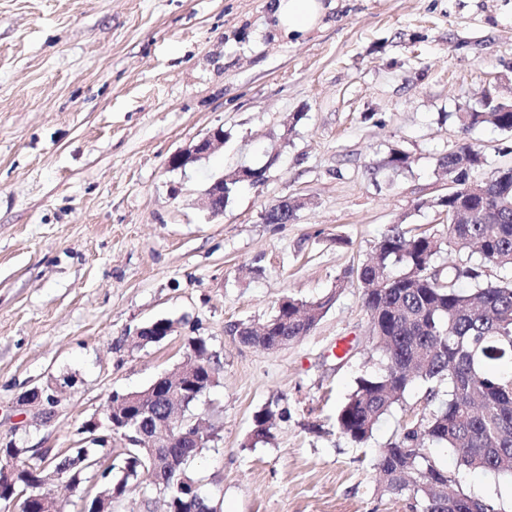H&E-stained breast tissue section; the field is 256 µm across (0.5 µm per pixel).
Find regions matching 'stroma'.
I'll use <instances>...</instances> for the list:
<instances>
[{
	"instance_id": "obj_1",
	"label": "stroma",
	"mask_w": 512,
	"mask_h": 512,
	"mask_svg": "<svg viewBox=\"0 0 512 512\" xmlns=\"http://www.w3.org/2000/svg\"><path fill=\"white\" fill-rule=\"evenodd\" d=\"M272 0H0V448L70 453L115 392L138 391L204 338L217 382L190 408L215 433L190 467L219 512H412L373 463L429 413L414 382L358 444L337 428L359 378L381 374L349 269L393 224L448 236L434 208L459 145L457 113L482 90L512 100V0H336L319 28L284 38ZM296 126H289L290 117ZM223 127L185 167L170 156ZM481 176L512 165V134H469ZM407 168L383 165L390 150ZM224 213L202 200L238 166ZM304 199L294 221L270 204ZM333 296L314 329L278 350L231 327L280 300ZM175 330L139 346V330ZM61 388L55 416L23 405ZM273 408L272 437L250 439ZM465 490L512 512V482L457 468ZM296 207L290 202V199L279 200L265 208L263 220L266 224H287L293 220Z\"/></svg>"
}]
</instances>
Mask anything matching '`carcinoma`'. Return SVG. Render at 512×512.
Returning a JSON list of instances; mask_svg holds the SVG:
<instances>
[{
	"mask_svg": "<svg viewBox=\"0 0 512 512\" xmlns=\"http://www.w3.org/2000/svg\"><path fill=\"white\" fill-rule=\"evenodd\" d=\"M461 143L439 159L456 192L437 198L435 206L448 215L444 242L422 231L414 233L392 224L381 235L374 255L355 271L364 285L363 300L371 322L372 348L384 360V372L356 383L337 415L341 434L365 442L375 426L403 401L417 380L428 384L426 400L437 396L435 386L448 384L447 398L432 413L401 428L382 449L375 463L380 487L395 495H410L420 512H471L479 505L495 512L493 503L468 493L460 482L440 469L426 453L429 444L454 450L457 463L512 480V168H500L481 181L471 194L468 176L483 166L481 150L467 139L482 124L512 131V103L489 94L474 112L458 114ZM267 224H287L295 206L288 199L265 208ZM476 250L478 266L438 264L444 251L461 254ZM498 271L485 278V268ZM470 280L475 288L458 287ZM333 296L314 302L288 298L260 326H235L245 342L259 345L307 335L328 310ZM275 411L267 407L254 417L251 438L271 437ZM110 439L103 436L92 447L76 448L51 466L62 467L72 484L89 483L87 491L109 485L126 493L153 473L155 485L167 494V509L181 508L188 494L171 485L174 466L196 485L192 509L214 512L211 500L198 488L188 463L200 452L176 444L159 449L149 460L133 448L123 452L121 464L104 469L99 458L112 457ZM119 469V475L112 472Z\"/></svg>",
	"mask_w": 512,
	"mask_h": 512,
	"instance_id": "1",
	"label": "carcinoma"
}]
</instances>
